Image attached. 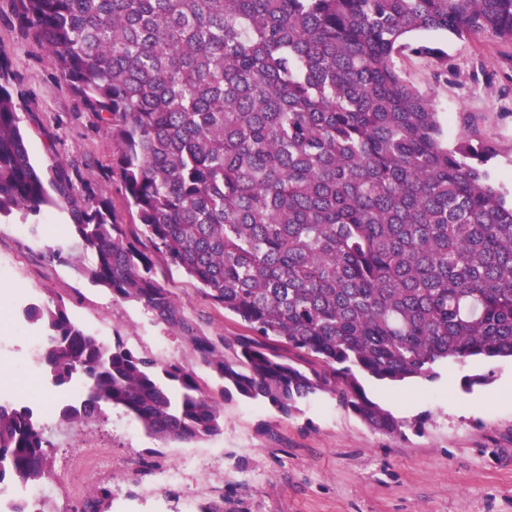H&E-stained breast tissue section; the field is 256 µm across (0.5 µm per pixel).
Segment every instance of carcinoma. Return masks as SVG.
I'll return each mask as SVG.
<instances>
[{
  "label": "carcinoma",
  "mask_w": 512,
  "mask_h": 512,
  "mask_svg": "<svg viewBox=\"0 0 512 512\" xmlns=\"http://www.w3.org/2000/svg\"><path fill=\"white\" fill-rule=\"evenodd\" d=\"M85 111L152 251L103 191L32 163L0 82V219L62 205L83 275L191 335L221 395L290 415L330 395L373 429L405 423L359 376L433 380L450 362L512 358V204L489 139L448 145L394 54L440 62L415 32L512 44V0H11ZM56 191L52 196L50 191ZM72 264V247L47 249ZM182 271L244 333L195 336L155 260ZM56 387L86 396L60 422L117 407L161 441L221 430L218 399L180 364L104 344L65 305L27 304ZM52 444L26 405L0 401V485L46 476Z\"/></svg>",
  "instance_id": "obj_1"
}]
</instances>
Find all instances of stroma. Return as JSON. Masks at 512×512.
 I'll return each mask as SVG.
<instances>
[{"mask_svg":"<svg viewBox=\"0 0 512 512\" xmlns=\"http://www.w3.org/2000/svg\"><path fill=\"white\" fill-rule=\"evenodd\" d=\"M413 41L442 48L452 71L427 56H398L402 76L428 94L449 144L492 139L489 171L512 192V45L489 35L458 38L417 32ZM0 65L10 73L20 127L35 167L63 168L72 183L96 180L122 223H132L119 179L109 164L111 137L97 128L79 99L49 64L41 45L19 24L10 0H0ZM68 211L45 206L37 225L0 223V397L30 406L53 443L45 492L36 512H81L98 484L112 487L104 512H512V362L442 367L436 379L399 384L372 379L369 397L403 420L401 433L373 430L336 399L318 394L285 416L266 404L223 397L219 434L164 443L122 410L63 425L59 412L76 401L80 381L52 387L23 321L26 304L64 302L72 320L104 342L122 339L158 365L178 363L211 392L221 383L197 360L179 330L141 305L114 298L72 266L49 261V247L71 241ZM201 333L233 336L242 328L214 308L182 272L156 263ZM491 373L466 392L464 376ZM105 449L99 481H76L89 448Z\"/></svg>","mask_w":512,"mask_h":512,"instance_id":"stroma-1","label":"stroma"}]
</instances>
